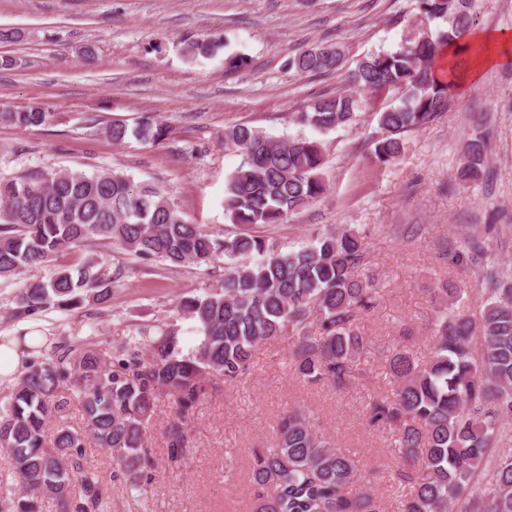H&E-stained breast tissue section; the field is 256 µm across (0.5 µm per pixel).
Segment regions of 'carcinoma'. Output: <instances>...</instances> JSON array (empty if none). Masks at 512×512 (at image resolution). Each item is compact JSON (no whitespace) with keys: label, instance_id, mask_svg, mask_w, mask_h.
Masks as SVG:
<instances>
[{"label":"carcinoma","instance_id":"1","mask_svg":"<svg viewBox=\"0 0 512 512\" xmlns=\"http://www.w3.org/2000/svg\"><path fill=\"white\" fill-rule=\"evenodd\" d=\"M419 15L446 28L413 38L395 52L370 54L347 75L356 89L394 95L376 111L381 136L378 162L401 155L407 133L441 117L449 85L436 80L442 48L474 26L477 0H415ZM223 47L221 39L191 41L190 60ZM332 45L300 50L292 64L302 75L341 69ZM362 101L353 91L323 94L295 121L319 134L357 125ZM51 113L38 108L1 112L0 121L43 126ZM166 128L145 117L130 127L114 122L105 134L157 145ZM224 147L240 157L224 188V214L236 231L221 235L185 219L157 186L135 184L120 172L92 174L61 169L0 181V278L51 263L62 251L107 239L143 260L209 265L224 257V279L201 297L183 300L179 314L194 323L197 343L178 345L176 329L143 330L115 350L73 342L60 353L30 360L0 403V450L12 460L0 490L18 486L22 497L0 496V512H37V495L52 497L59 512H104L106 488L95 466L83 462L85 439L109 452L113 478L148 496L152 477L145 436L154 402L166 395L187 418L214 380L246 374L256 349L292 339V364L308 383L342 386L364 350L355 329L380 296L375 280L360 277L363 233L343 228L319 233L283 251L258 234L320 198L324 144L308 137L277 139L245 123L224 129ZM482 125L462 141L455 179L474 185L491 179ZM485 305L471 314L459 289L446 283V303L433 320L432 357L425 364L406 349L390 356L392 394L372 402L369 423L392 431L394 453L418 467L404 476L401 512H512V449L493 448L512 432V282L492 259L481 264ZM112 273L93 257L58 266L43 281L20 285L18 314L35 316L51 306L69 310L111 292ZM149 355H143V350ZM80 395L84 426L73 429L62 412L70 393ZM58 421L52 442L47 430ZM183 432L171 427L168 451H182ZM357 465L336 452L300 411L285 414L272 446L255 453L250 479L255 512H380L367 488L353 490Z\"/></svg>","mask_w":512,"mask_h":512}]
</instances>
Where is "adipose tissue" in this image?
Segmentation results:
<instances>
[{
  "instance_id": "ef3b65f1",
  "label": "adipose tissue",
  "mask_w": 512,
  "mask_h": 512,
  "mask_svg": "<svg viewBox=\"0 0 512 512\" xmlns=\"http://www.w3.org/2000/svg\"><path fill=\"white\" fill-rule=\"evenodd\" d=\"M512 44V34L504 31H470L463 39L454 41L442 51V65L435 72L438 79H446L449 66L462 53H470L471 65L465 81L454 84L455 93H463L467 86L480 81L485 69L503 62L504 52Z\"/></svg>"
}]
</instances>
